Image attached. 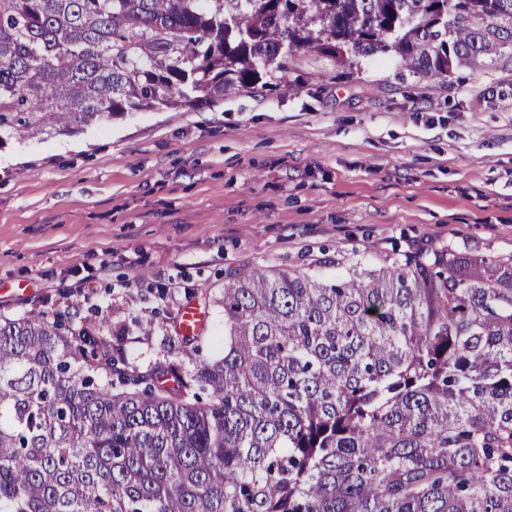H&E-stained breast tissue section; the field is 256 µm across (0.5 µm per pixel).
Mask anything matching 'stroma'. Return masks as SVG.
I'll return each mask as SVG.
<instances>
[{
    "label": "stroma",
    "instance_id": "stroma-1",
    "mask_svg": "<svg viewBox=\"0 0 512 512\" xmlns=\"http://www.w3.org/2000/svg\"><path fill=\"white\" fill-rule=\"evenodd\" d=\"M299 87L0 145V315L91 317L146 365L235 268L336 273L421 242L512 255V61L448 80L299 56ZM163 324L143 336L140 325Z\"/></svg>",
    "mask_w": 512,
    "mask_h": 512
}]
</instances>
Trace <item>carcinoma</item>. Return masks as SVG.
Masks as SVG:
<instances>
[{
	"label": "carcinoma",
	"instance_id": "carcinoma-1",
	"mask_svg": "<svg viewBox=\"0 0 512 512\" xmlns=\"http://www.w3.org/2000/svg\"><path fill=\"white\" fill-rule=\"evenodd\" d=\"M300 54L445 80L512 59V0H0V142L275 92ZM336 265L226 272L216 360L0 319V512H512V255Z\"/></svg>",
	"mask_w": 512,
	"mask_h": 512
}]
</instances>
